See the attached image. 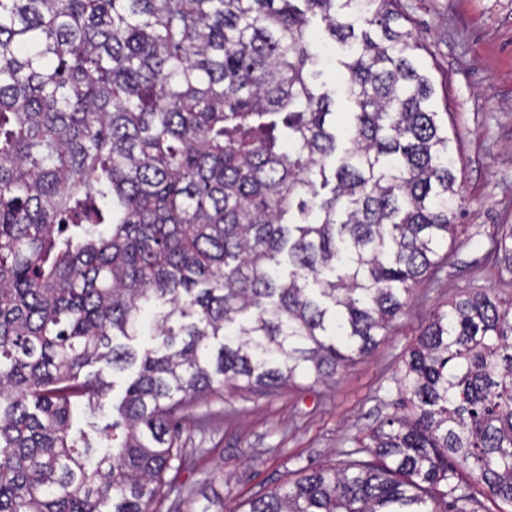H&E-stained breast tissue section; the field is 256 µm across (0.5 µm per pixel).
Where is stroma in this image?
<instances>
[{
	"mask_svg": "<svg viewBox=\"0 0 512 512\" xmlns=\"http://www.w3.org/2000/svg\"><path fill=\"white\" fill-rule=\"evenodd\" d=\"M401 12L424 44L417 62L435 109L457 132L456 239L388 336L334 380L193 398L182 421L190 466L169 495L179 512H245L300 470L341 460L392 415L395 379L437 305L473 289L512 296V274L488 254L497 227L512 224V0H401Z\"/></svg>",
	"mask_w": 512,
	"mask_h": 512,
	"instance_id": "35a3bbf8",
	"label": "stroma"
}]
</instances>
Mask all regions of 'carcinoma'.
Returning <instances> with one entry per match:
<instances>
[{
  "instance_id": "carcinoma-1",
  "label": "carcinoma",
  "mask_w": 512,
  "mask_h": 512,
  "mask_svg": "<svg viewBox=\"0 0 512 512\" xmlns=\"http://www.w3.org/2000/svg\"><path fill=\"white\" fill-rule=\"evenodd\" d=\"M398 3L0 0V512H160L188 399L327 382L387 335L458 197ZM490 254L512 274V224ZM99 364L134 369L107 413ZM395 383L349 460L247 512H479L475 484L512 512V301L434 310ZM313 41L318 46H324L325 55L330 60V63L324 69L321 81L326 84L327 89H334L336 85L341 82L343 71L342 68L336 65V44L328 37L324 25L315 23L312 27Z\"/></svg>"
}]
</instances>
